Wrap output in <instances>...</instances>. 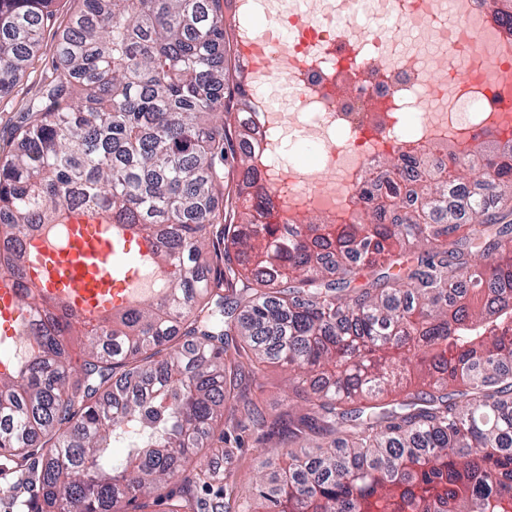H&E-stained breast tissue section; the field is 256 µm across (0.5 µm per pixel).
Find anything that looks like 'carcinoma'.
<instances>
[{"instance_id":"obj_1","label":"carcinoma","mask_w":512,"mask_h":512,"mask_svg":"<svg viewBox=\"0 0 512 512\" xmlns=\"http://www.w3.org/2000/svg\"><path fill=\"white\" fill-rule=\"evenodd\" d=\"M79 2L0 157V276L39 318L0 371V469L34 474L30 512H252L206 453L234 455L226 411L269 444L257 469L286 458L277 492L255 482L267 512H512V143L490 185L423 148L350 224L264 223L288 188L243 152L223 0ZM54 5L0 0L1 95ZM81 210L148 240L159 275L82 324L26 274L29 241ZM263 363L293 375L271 419L248 397ZM228 33V41L226 40V51L224 49V76L226 83L231 88L240 84V67L234 52V31L227 26L225 28Z\"/></svg>"}]
</instances>
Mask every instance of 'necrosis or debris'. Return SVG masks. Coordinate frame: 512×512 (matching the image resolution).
Wrapping results in <instances>:
<instances>
[{"label":"necrosis or debris","instance_id":"necrosis-or-debris-1","mask_svg":"<svg viewBox=\"0 0 512 512\" xmlns=\"http://www.w3.org/2000/svg\"><path fill=\"white\" fill-rule=\"evenodd\" d=\"M254 15L305 24L309 35L288 45L297 64L288 87L298 110L264 120L268 102L251 87L254 122L247 148L263 157L266 179L288 177L295 204L289 223L315 211L333 219L353 208L357 188L379 179L385 157L439 141L468 144L494 130L512 141V120L496 121L512 102L492 97L485 84L447 82L448 69L475 66L461 35L459 0H251ZM325 150L313 165L283 172L285 137Z\"/></svg>","mask_w":512,"mask_h":512}]
</instances>
